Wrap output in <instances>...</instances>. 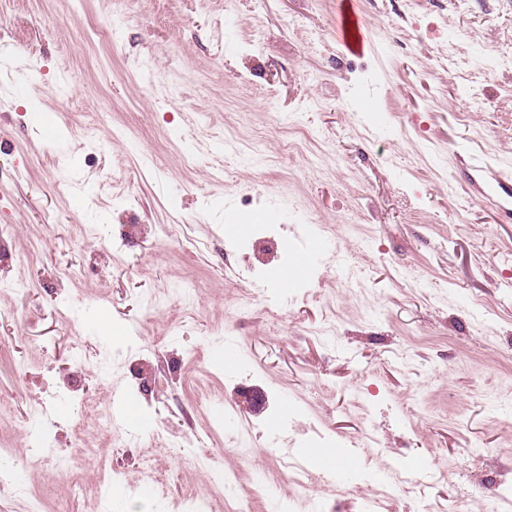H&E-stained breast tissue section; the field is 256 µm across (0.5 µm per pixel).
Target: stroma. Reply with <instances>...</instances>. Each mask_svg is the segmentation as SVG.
<instances>
[{
	"instance_id": "35a3bbf8",
	"label": "stroma",
	"mask_w": 512,
	"mask_h": 512,
	"mask_svg": "<svg viewBox=\"0 0 512 512\" xmlns=\"http://www.w3.org/2000/svg\"><path fill=\"white\" fill-rule=\"evenodd\" d=\"M357 4L355 56L341 0H0V512H289L321 441L307 512H512V0ZM350 5V10L355 17L356 12L352 1ZM339 33L342 46L350 54L361 55L369 47L370 42L357 17L353 21L349 14L342 12L339 21Z\"/></svg>"
}]
</instances>
